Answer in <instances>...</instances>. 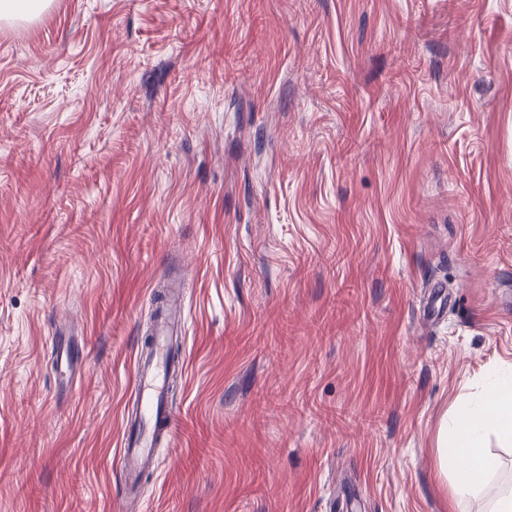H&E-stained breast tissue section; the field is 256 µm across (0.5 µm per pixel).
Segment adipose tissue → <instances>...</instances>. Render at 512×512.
Returning <instances> with one entry per match:
<instances>
[{"instance_id":"obj_1","label":"adipose tissue","mask_w":512,"mask_h":512,"mask_svg":"<svg viewBox=\"0 0 512 512\" xmlns=\"http://www.w3.org/2000/svg\"><path fill=\"white\" fill-rule=\"evenodd\" d=\"M491 427L512 437L511 372L497 375L485 397L457 409L452 435L437 450L438 473L452 480V512H470L472 500L484 490L478 475L490 478L500 468L499 459L482 446L483 434Z\"/></svg>"}]
</instances>
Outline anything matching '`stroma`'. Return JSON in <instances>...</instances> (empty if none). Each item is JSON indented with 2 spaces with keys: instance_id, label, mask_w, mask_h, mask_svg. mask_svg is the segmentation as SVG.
I'll use <instances>...</instances> for the list:
<instances>
[{
  "instance_id": "obj_1",
  "label": "stroma",
  "mask_w": 512,
  "mask_h": 512,
  "mask_svg": "<svg viewBox=\"0 0 512 512\" xmlns=\"http://www.w3.org/2000/svg\"><path fill=\"white\" fill-rule=\"evenodd\" d=\"M188 368L137 500L151 296ZM85 346L57 392L51 335ZM512 370V0H52L0 21V512H449ZM473 502L512 482V446ZM452 419L450 439L445 430L437 448V469L452 479L451 512H470L471 501L484 490L473 474L479 471L488 482L500 468L499 459L482 448L484 432L493 426L512 437V373L498 374L485 397L462 405Z\"/></svg>"
}]
</instances>
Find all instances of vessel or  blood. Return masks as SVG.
Listing matches in <instances>:
<instances>
[{
    "label": "vessel or blood",
    "mask_w": 512,
    "mask_h": 512,
    "mask_svg": "<svg viewBox=\"0 0 512 512\" xmlns=\"http://www.w3.org/2000/svg\"><path fill=\"white\" fill-rule=\"evenodd\" d=\"M152 355L135 361L134 403L122 419L120 469L127 492H135L142 475L157 464V451L169 442L175 416L168 407L172 375L184 372L183 360L169 357V346L184 330V295L169 291L153 306Z\"/></svg>",
    "instance_id": "1"
}]
</instances>
